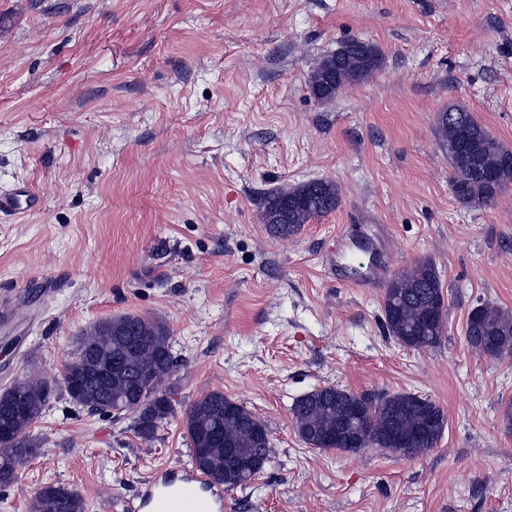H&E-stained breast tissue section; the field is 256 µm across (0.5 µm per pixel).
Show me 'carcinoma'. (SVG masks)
I'll return each mask as SVG.
<instances>
[{"label":"carcinoma","instance_id":"carcinoma-1","mask_svg":"<svg viewBox=\"0 0 512 512\" xmlns=\"http://www.w3.org/2000/svg\"><path fill=\"white\" fill-rule=\"evenodd\" d=\"M381 65L382 54L375 46L350 40L320 61L310 76L311 93L319 100L331 99L345 84L364 79ZM437 124L448 148L454 197L472 207L493 203L512 184V150L464 110L439 113ZM339 203L335 182L313 179L268 193L263 223L271 236L286 239L335 211ZM445 311L441 280L428 260L399 272L387 285L386 329L405 346L425 349L438 344ZM465 336L479 355H511L512 314L482 303L469 313ZM178 365L167 325L127 314L87 329L77 355L63 365L61 378L74 384V390L67 391L71 401L90 413L134 414V434L149 442L173 415L166 383ZM52 395L49 384L32 377L0 392V431L10 435L9 446L0 448V486L13 484L17 467L39 452L31 428ZM291 419L299 437L314 448L357 452L379 447L407 457L433 448L446 423L441 408L429 399L404 393L357 394L335 386L301 396L291 408ZM185 430L192 465L226 489L245 485L269 460L267 425L221 391L191 404ZM86 510L81 493L54 484L40 488L30 503V512Z\"/></svg>","mask_w":512,"mask_h":512}]
</instances>
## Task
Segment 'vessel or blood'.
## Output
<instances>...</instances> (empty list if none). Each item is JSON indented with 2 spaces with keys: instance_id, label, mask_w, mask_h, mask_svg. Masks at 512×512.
<instances>
[{
  "instance_id": "obj_1",
  "label": "vessel or blood",
  "mask_w": 512,
  "mask_h": 512,
  "mask_svg": "<svg viewBox=\"0 0 512 512\" xmlns=\"http://www.w3.org/2000/svg\"><path fill=\"white\" fill-rule=\"evenodd\" d=\"M39 198L26 184L0 192V213L21 215L36 211ZM125 512H224V489L197 471L179 475L156 470L142 485L135 500L125 502Z\"/></svg>"
}]
</instances>
